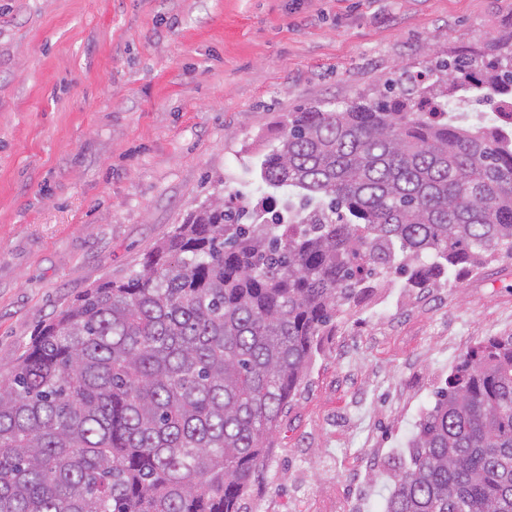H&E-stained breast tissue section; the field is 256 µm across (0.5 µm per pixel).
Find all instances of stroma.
Returning <instances> with one entry per match:
<instances>
[{
  "label": "stroma",
  "mask_w": 512,
  "mask_h": 512,
  "mask_svg": "<svg viewBox=\"0 0 512 512\" xmlns=\"http://www.w3.org/2000/svg\"><path fill=\"white\" fill-rule=\"evenodd\" d=\"M511 30L512 0H0V373L190 211L265 197L289 112ZM511 333L512 258L371 284L319 337L247 512H385L435 392Z\"/></svg>",
  "instance_id": "stroma-1"
}]
</instances>
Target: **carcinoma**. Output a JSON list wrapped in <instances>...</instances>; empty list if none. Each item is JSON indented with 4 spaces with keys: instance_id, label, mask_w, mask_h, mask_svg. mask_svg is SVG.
<instances>
[{
    "instance_id": "obj_1",
    "label": "carcinoma",
    "mask_w": 512,
    "mask_h": 512,
    "mask_svg": "<svg viewBox=\"0 0 512 512\" xmlns=\"http://www.w3.org/2000/svg\"><path fill=\"white\" fill-rule=\"evenodd\" d=\"M309 106L260 163L298 201L216 197L86 289L0 374V512H242L312 361L368 280L512 256V31ZM479 89L498 124L463 128ZM386 512H512V334L469 349ZM479 97L476 93L469 92L465 98L458 96L448 101V116L458 118L460 123L466 126L489 125L495 122L496 112L490 106L484 104L482 108H476Z\"/></svg>"
}]
</instances>
